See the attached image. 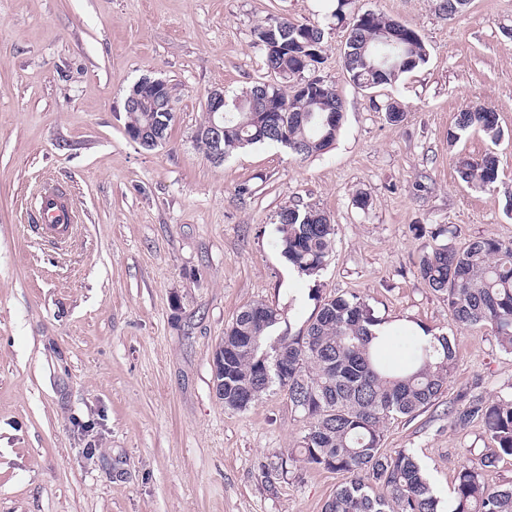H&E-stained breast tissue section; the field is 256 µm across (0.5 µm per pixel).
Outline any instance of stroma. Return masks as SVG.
I'll list each match as a JSON object with an SVG mask.
<instances>
[{
  "mask_svg": "<svg viewBox=\"0 0 512 512\" xmlns=\"http://www.w3.org/2000/svg\"><path fill=\"white\" fill-rule=\"evenodd\" d=\"M440 3L355 0L415 26L427 50L366 89L344 68L347 27L329 0H0V512H324L341 477L297 460L303 424L286 392L225 408L213 354L252 303L295 332L334 294L385 321L387 361L410 358L421 328L454 336L447 389L389 421L383 441L413 449L448 499L492 445L480 420L451 413L512 394V355L490 327L452 324L418 267L440 225L458 247L512 240V0H470L453 17ZM277 18L324 28L303 77L335 86L342 128L319 155L264 144L212 163L195 142L207 96L275 82L253 30ZM145 76L171 86L175 113L151 151L124 130L126 93ZM391 102L404 121L387 120ZM474 103L498 113V144L449 143ZM491 148L497 184L468 186L455 156ZM46 181L78 213L61 242L38 231ZM299 201L336 230L310 277L274 245L280 210Z\"/></svg>",
  "mask_w": 512,
  "mask_h": 512,
  "instance_id": "1",
  "label": "stroma"
}]
</instances>
